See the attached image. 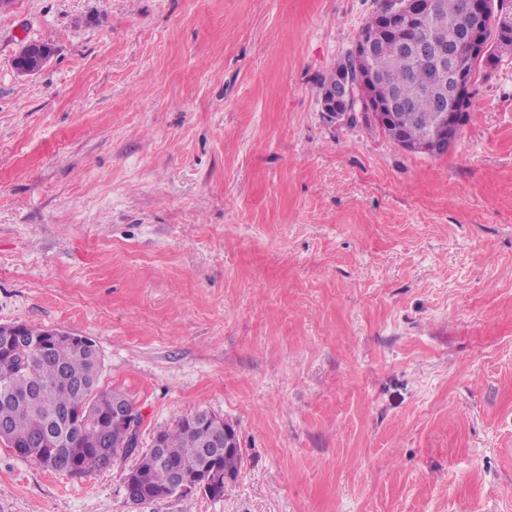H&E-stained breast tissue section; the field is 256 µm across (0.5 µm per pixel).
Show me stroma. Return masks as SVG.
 <instances>
[{"label":"stroma","instance_id":"stroma-1","mask_svg":"<svg viewBox=\"0 0 512 512\" xmlns=\"http://www.w3.org/2000/svg\"><path fill=\"white\" fill-rule=\"evenodd\" d=\"M377 0H11L0 323L91 338L151 447L207 410L224 496L131 507L0 446V512H512V54L451 153L332 126ZM54 54L31 76L21 42ZM235 444L236 448H233L229 454L223 455L215 462L216 468L213 469V466L210 467V470H213L212 478L214 479V482L221 484L223 488L226 482H231L235 478L225 475L224 470L231 471L237 475L241 467L242 454L241 448H239L237 436Z\"/></svg>","mask_w":512,"mask_h":512}]
</instances>
